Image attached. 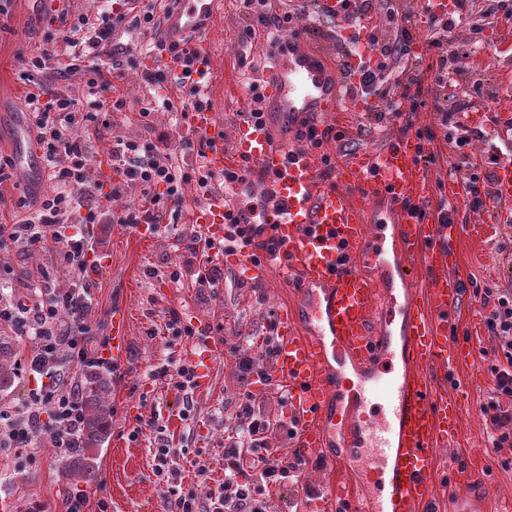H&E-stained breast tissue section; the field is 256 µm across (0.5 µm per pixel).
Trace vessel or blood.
Segmentation results:
<instances>
[{
  "label": "vessel or blood",
  "mask_w": 512,
  "mask_h": 512,
  "mask_svg": "<svg viewBox=\"0 0 512 512\" xmlns=\"http://www.w3.org/2000/svg\"><path fill=\"white\" fill-rule=\"evenodd\" d=\"M223 0H177L161 36L190 40L191 78L200 93L215 80L205 32L222 15ZM343 76L322 52L292 40L273 51L264 77L263 111L288 117L360 108ZM224 123L209 109L191 112L186 135L213 140L205 166L221 173L243 161L263 168L261 184L197 189L188 212L212 241L231 223L258 224L262 239L240 238L224 265L258 284L277 275L281 287L309 300L307 326L280 312L272 383L288 390L296 424L293 450L336 473L334 487L311 490L306 512H434L440 451L458 432L457 407L469 396L449 386L463 355L457 339L465 285L453 275L463 225L426 208L432 183L422 170L426 145L398 133L378 153L360 152L326 169L318 149L304 141L275 145L266 124L242 115L231 144ZM491 191L512 202V109L498 113ZM386 201L382 221L374 206ZM374 274H367V267ZM125 316L112 314V356L122 359ZM367 451L361 480L344 455L327 443ZM488 463L472 457L465 470L449 463L458 486L473 483Z\"/></svg>",
  "instance_id": "1"
}]
</instances>
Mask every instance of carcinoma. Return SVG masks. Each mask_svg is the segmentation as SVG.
Returning <instances> with one entry per match:
<instances>
[{"label": "carcinoma", "instance_id": "obj_1", "mask_svg": "<svg viewBox=\"0 0 512 512\" xmlns=\"http://www.w3.org/2000/svg\"><path fill=\"white\" fill-rule=\"evenodd\" d=\"M18 339L0 333V393L13 387L18 377ZM82 425L67 436L69 445L57 459L58 469L70 480L92 481L96 475L97 449L107 442L112 429V379L98 367L83 372L80 385Z\"/></svg>", "mask_w": 512, "mask_h": 512}]
</instances>
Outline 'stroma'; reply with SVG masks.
<instances>
[{
    "label": "stroma",
    "instance_id": "35a3bbf8",
    "mask_svg": "<svg viewBox=\"0 0 512 512\" xmlns=\"http://www.w3.org/2000/svg\"><path fill=\"white\" fill-rule=\"evenodd\" d=\"M425 0H371L375 14L393 13L394 21L383 22L368 31L356 24H345L335 14L316 13L297 19L299 36L308 45L323 49L330 66L341 69L349 57L360 56L373 42H387L396 36L398 25L426 30L428 16ZM103 0H5L0 6V154L17 157L19 139L26 134L28 116L24 96L30 81L81 98L84 73H67L56 68L29 73L19 63L20 56L37 52L53 32L60 15L75 18L95 17ZM255 20L241 0H224V14L210 34L217 86L212 98L214 109L224 119L240 110L231 87L256 82L262 70L270 67L268 41L264 33L245 42L241 33ZM484 28L480 51L471 48L473 26ZM498 25L488 24L486 16L476 12L447 33L449 45L460 48L456 70L446 83L430 87L428 107L413 113L416 125L436 127L434 104L459 109L488 108L481 118L482 137H475L465 149L436 136L428 146L431 159L423 169L436 182H447L448 171L468 154L481 177H489L492 164L484 149L495 143V110L506 102V90L500 84L504 68H512V59L500 57L493 40ZM110 67V87L103 92L107 101H121V108L109 112V126L95 130L80 126L75 130L92 156L112 153L118 141L144 145L169 146L177 151L180 167L192 165V154L178 151L183 129L173 128L166 112L155 110L157 99L180 101L179 89L171 84L158 86L145 80L141 66L122 62L113 65L111 56H103ZM392 76L371 97L372 106L351 113L349 128L336 144L323 146V153L338 159L339 147L347 151L380 149L388 133L397 130L399 119L388 114V101L399 100L397 73L401 63L391 66ZM481 87L482 99L468 102L464 93ZM152 108L150 117H142V108ZM51 182L39 185L23 180L20 169L0 181V218L5 221L21 216L20 206L29 191L48 192ZM451 203L465 233L458 242L455 273L466 285V298L460 320L468 331L463 341L466 356L459 374L469 380L471 398L460 407L462 429L451 442L446 456L465 462L489 447L492 431L482 411L494 387L489 367L495 361L496 339L490 335L485 319L492 311L485 304L482 289L496 293L512 290V221L507 208L495 200H486L480 209H472L464 190L448 195L436 190L433 205ZM92 251L108 258L106 268L87 270L84 276L61 274L62 262L54 245L35 251L0 242V278L14 286L15 303L31 306L48 294L72 287H85L87 314L85 342L89 350L104 353V342L112 334V313L124 310L129 322V344L124 363L109 364L112 374V432L98 453L99 476L92 483H71L58 470L56 449L30 448L24 455L0 447V512H66L71 498L84 500V512H162L166 483L154 472V439L150 430H138L139 420L157 419L175 448L173 457L185 479L194 480L200 502L210 505L224 493V444L233 437L237 403L243 393L253 390L254 381L242 379L236 366L237 353L252 345H261L268 325L277 320L282 308L296 316L305 313L304 303L283 289L249 288L229 269H220L214 287L203 288L197 282L217 252L191 254L185 248L187 238L200 233V226L187 223L185 210L161 211L159 227L153 238L143 239L135 227L127 224H83L79 227ZM177 311L183 324L209 327L212 335L224 341L223 355L209 359L201 353L198 337H173L166 329L169 311ZM194 363L197 385L191 392L155 382L150 372L155 366L181 361ZM512 459V447L500 449L482 476L472 483L467 495H459L450 481L436 489L440 512H501L512 503V468H502V459ZM208 465V476L195 475L196 463ZM328 474L323 465L301 466L294 477L280 486L269 487L266 496L275 512H303L302 495L306 485L324 484Z\"/></svg>",
    "mask_w": 512,
    "mask_h": 512
}]
</instances>
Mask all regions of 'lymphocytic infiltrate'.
Returning <instances> with one entry per match:
<instances>
[{
  "mask_svg": "<svg viewBox=\"0 0 512 512\" xmlns=\"http://www.w3.org/2000/svg\"><path fill=\"white\" fill-rule=\"evenodd\" d=\"M245 9L257 24L266 29L272 43L287 41L292 34L293 17L307 15L317 0H299L293 11L277 13L268 9V0H242ZM123 12L104 11L97 21L82 17L72 21L59 16L53 33L49 34L39 53L21 57L20 63L29 71L47 69L59 54L58 44L68 48L67 71L78 70L80 63H87L89 78L85 88V104L75 98L40 87L28 93L25 105L31 116L30 129L42 151V158L49 169L52 190L42 197L27 202V216L12 224H0V242L10 240L34 250L47 241L61 243L62 262L78 273L87 267V246L80 233L79 224H96L101 211L84 206L82 199L89 192V175L92 157L81 140L73 138L69 130L81 122H94L106 104L100 98L106 81L100 64L101 55L112 40L114 31L126 21ZM455 24L444 15H431L428 29L433 37L429 42L436 60L432 69L434 82L447 81L455 70L458 52L449 47L444 32ZM417 37L414 30L399 27L394 41L376 45V62H364L358 68L357 88L371 91L385 78L389 61L403 59ZM149 55L158 59L155 68L146 70L148 82L164 85L174 83L184 88L182 104L164 99L161 110L172 113L174 125L187 119L189 110L204 107L196 88H185L184 70L189 69L194 51L187 46L165 44L153 40L147 47ZM112 159L122 168L127 182L141 187L148 205L127 207L116 221L120 224L157 226L161 210L178 209L184 202V188L189 183L206 184L209 176L202 168L178 169L170 164L167 156L154 146L136 142L123 143L114 150ZM78 290H71L67 298L53 296L31 308H18L0 297V323L19 327L23 334L35 337L38 346L30 359L31 367L39 371L44 380L34 390L28 404L23 407L0 405V442L20 448L29 446L36 429L42 427V407L52 409L51 420L61 434L72 433L80 422L82 408L75 386L67 384L64 363L95 366L97 357L91 356L83 345V328L62 333L63 313L68 305H82ZM486 326L498 341L500 360L491 368L494 376V395L483 405L495 434L494 447L512 446V412L503 409L502 400L512 401V292L498 296L497 304L486 319ZM237 438L224 447V494L210 508H202L195 488L185 485L179 469H170L174 488L164 498L166 512H272L267 498L262 497L263 486L285 483L291 472L298 469V462H285L275 449L267 445L271 429L269 419L263 417L257 397L245 393L237 412Z\"/></svg>",
  "mask_w": 512,
  "mask_h": 512,
  "instance_id": "1",
  "label": "lymphocytic infiltrate"
}]
</instances>
